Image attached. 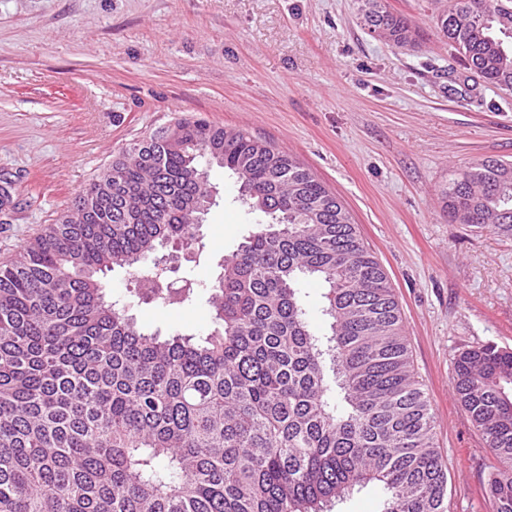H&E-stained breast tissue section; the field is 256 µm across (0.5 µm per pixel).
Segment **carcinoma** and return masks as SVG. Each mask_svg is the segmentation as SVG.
<instances>
[{
    "label": "carcinoma",
    "instance_id": "carcinoma-1",
    "mask_svg": "<svg viewBox=\"0 0 512 512\" xmlns=\"http://www.w3.org/2000/svg\"><path fill=\"white\" fill-rule=\"evenodd\" d=\"M363 19L414 42L383 0H364ZM435 26L512 89V0H448ZM214 153L267 222L224 257L210 333L147 334L128 308L186 303L195 283L153 279L121 305L104 274L144 262L150 244L205 248L189 202L209 192L198 173ZM442 195L453 221L512 234V162H473ZM307 278L326 288V337ZM453 382L497 461L493 512H512V350L461 352ZM434 428L399 303L347 208L246 132L197 119L130 144L76 213L0 265V512H325L372 483L382 512H447ZM301 291L312 327L319 334L328 333L330 320L322 314V295L326 289L319 281L311 279L302 285Z\"/></svg>",
    "mask_w": 512,
    "mask_h": 512
}]
</instances>
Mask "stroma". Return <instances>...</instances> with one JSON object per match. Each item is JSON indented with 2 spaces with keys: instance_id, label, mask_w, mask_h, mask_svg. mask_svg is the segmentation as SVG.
Instances as JSON below:
<instances>
[{
  "instance_id": "stroma-1",
  "label": "stroma",
  "mask_w": 512,
  "mask_h": 512,
  "mask_svg": "<svg viewBox=\"0 0 512 512\" xmlns=\"http://www.w3.org/2000/svg\"><path fill=\"white\" fill-rule=\"evenodd\" d=\"M418 33H371L361 0H0V264L70 210L126 146L184 119L292 154L346 206L399 301L416 376L448 463V512H492L496 464L456 401L464 350H512V234L452 221L450 175L512 160V90L439 36L436 0H385ZM203 252L166 280L191 302L135 307L146 332L207 334L225 255L264 223L212 166Z\"/></svg>"
}]
</instances>
